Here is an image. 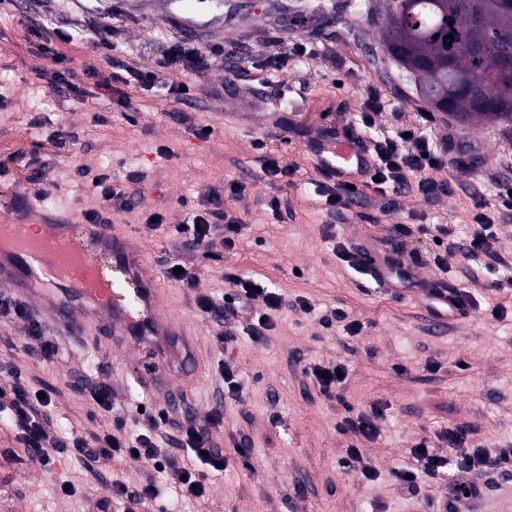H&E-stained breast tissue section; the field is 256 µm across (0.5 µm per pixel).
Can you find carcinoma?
Segmentation results:
<instances>
[{"instance_id":"carcinoma-1","label":"carcinoma","mask_w":512,"mask_h":512,"mask_svg":"<svg viewBox=\"0 0 512 512\" xmlns=\"http://www.w3.org/2000/svg\"><path fill=\"white\" fill-rule=\"evenodd\" d=\"M374 14L387 20L385 54L431 110L512 131V85L495 68L512 49V0H379Z\"/></svg>"}]
</instances>
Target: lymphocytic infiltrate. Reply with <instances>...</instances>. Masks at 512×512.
I'll return each mask as SVG.
<instances>
[{
	"label": "lymphocytic infiltrate",
	"mask_w": 512,
	"mask_h": 512,
	"mask_svg": "<svg viewBox=\"0 0 512 512\" xmlns=\"http://www.w3.org/2000/svg\"><path fill=\"white\" fill-rule=\"evenodd\" d=\"M61 36V31L56 29L38 34L42 55L55 64L51 71L53 83L68 88L74 97L83 102L104 95L113 96L116 104L125 112L132 109L129 88H152L154 84L165 81L172 72L203 73L213 60L224 56L223 46L202 47L172 37L163 41L154 69L144 71L129 65L122 79H98L87 87L82 85L74 70L57 69L59 57L54 41ZM387 106V101L381 96L367 95L355 122L341 130L360 140L372 158L373 166L362 185L354 188L333 182L319 183L318 196L326 212L333 214L350 209L368 190L383 196L392 190L407 189L415 191L428 202L450 191L449 182L437 177L438 172L448 167V141L435 134L437 120L434 114L420 115L416 123L402 124L381 133L375 129V118ZM341 131L331 126L322 128L316 138L310 139V148H317L319 141L336 137ZM490 184L494 202L489 206L475 205L466 245L454 241L451 229L444 224H419L412 230L401 224L397 227L398 232L404 234L411 230L416 235L440 240L443 250L434 254L433 262L441 269L447 266L446 254L456 250L469 261L477 262L490 257L495 239V217L512 215V184L495 176L491 177ZM215 217L218 216L212 211L194 214L190 223L176 225L175 231L196 250L209 252L218 247L234 248L243 238L248 228L247 222L242 217L227 213L221 216L224 225L219 228L214 223ZM224 280L230 288L224 297L199 292L196 298L199 312L222 324L223 329L218 339L228 342L234 338L230 322L238 316L240 300L261 298L266 311L250 324L249 329L255 339L264 338L266 332L274 328L270 314L281 309V294L233 273L226 274ZM0 315H9L26 322L27 336L23 344L26 353L37 355L47 362L58 354L57 340L47 336L41 324L33 319L26 300L15 295L0 294ZM55 393L53 386L26 380L17 374L13 375L9 384L0 387V415L6 416L16 431L17 442L45 471H52L59 458L68 454L95 462L119 461L132 455L153 471L171 475L175 491L181 499L199 503L208 499L207 472L216 471L218 466L227 462L215 442L223 425V408L213 409L202 420L185 415L178 425L179 451L174 454L162 446L163 430L169 421L168 412L161 409L152 414L141 405L135 408V416L140 420L136 434L122 436L104 431L85 438L75 437L68 441L59 439L53 429ZM384 411V405L375 403L369 411L345 416L340 423L341 429L356 439L355 445L346 450L343 467L365 481L377 479L379 471L370 459L364 457L357 443L379 437V422ZM474 434V428L465 423L437 432V441L454 449L455 455L451 458L435 453L428 439L415 442L409 450L415 462L414 467L393 469V480L414 496L419 493L424 478L433 479L451 473L460 477L461 482L457 484L456 490L465 496L469 494L470 488L463 484V477L475 475L490 482L499 477L511 476L512 447L507 445L495 450L485 448L475 444ZM105 490V496L96 503L98 512H107L115 499L125 500L126 512H142L149 501L161 495L159 486L150 480L133 489L124 481L116 479L106 485Z\"/></svg>",
	"instance_id": "f902f5d3"
}]
</instances>
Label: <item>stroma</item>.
Returning <instances> with one entry per match:
<instances>
[{"label":"stroma","instance_id":"1","mask_svg":"<svg viewBox=\"0 0 512 512\" xmlns=\"http://www.w3.org/2000/svg\"><path fill=\"white\" fill-rule=\"evenodd\" d=\"M377 0H60L54 14L29 9L27 0L0 11V222L10 213V198L21 191L35 200L37 211L82 215L97 207L99 192L91 184L103 173L113 187L131 196L134 208L118 221L130 229L165 272L174 262L202 269L198 288L163 284V300L175 318L197 334L203 372L193 382L182 407H169L164 394L142 387L136 371H150L149 352L115 350L101 356L84 336L62 331L48 318L43 329L56 336L59 356L45 362L13 346L25 326L0 318V355L28 380L53 384L54 418L60 439L105 430L129 434L123 409L143 404L149 411L169 408L171 420L184 413L205 418L224 408L218 444L228 458L223 473L209 475L207 501L175 502L163 494L145 512H412L414 504L389 476L410 465L412 444L453 424L476 430V443L496 448L512 443V290L497 288L512 276V218L500 221L497 254L481 264L460 253L447 257V270L434 266L431 240L393 232L396 224L420 218L452 225L457 242L468 236L467 212L473 199H491L488 172L512 180V135L497 125L461 126L443 115L450 141V166L443 177L454 186L424 202L416 192L390 193L388 211L363 202L327 215L305 181L319 174L303 133L323 125L347 126L361 110L364 96L376 91L391 102V114L378 124L414 123L425 105L413 81L382 56L378 29L367 15ZM75 34L93 26L118 30L116 49L103 58L83 41H57L73 68L94 66L111 73L112 61L142 69L156 65L160 43L168 37L223 44L230 58L202 75L173 72L167 83L135 90V107L123 117L111 99L82 103L57 92L47 73L49 62L32 35L35 23ZM300 45L302 54L287 71L277 70L279 47ZM194 88L188 100L176 99L171 84ZM291 121L301 135L285 134ZM51 130L63 131L62 145L46 143ZM275 155L299 167L296 186L268 177L263 155ZM244 186L240 196L224 197L223 207L245 219L250 229L232 250L210 255L185 246L175 225L191 212L212 209L211 191L225 183ZM279 214H272L271 199ZM163 215L159 229L147 231L150 214ZM375 251L405 249L414 254L427 277L472 292L478 305L437 332L421 295L388 294L336 256L338 246ZM237 273L278 289L284 302L274 312V328L265 340L238 336L217 347L220 330L196 307L198 291L220 296L225 273ZM315 310H294L298 298ZM362 322L360 335L325 326L334 309ZM94 371H87L88 360ZM234 364L244 386V400L226 399L214 370L218 360ZM344 363L350 371L342 399L324 394L304 373L315 364ZM436 372H428V365ZM93 373L110 381L117 408L101 415L77 389V376ZM385 405L381 435L364 442L365 454L381 472L365 482L342 467L354 443L339 423L346 410ZM247 440L251 456L242 463L234 447ZM18 444L10 428L0 425V485L15 499L0 512H82L85 498L103 492L106 480L130 487L151 475L140 461L124 459L88 466L85 458L66 456L46 473L37 463H14ZM65 477L83 487L82 495L60 493L55 479Z\"/></svg>","mask_w":512,"mask_h":512}]
</instances>
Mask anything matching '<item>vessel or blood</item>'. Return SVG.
Wrapping results in <instances>:
<instances>
[{"mask_svg": "<svg viewBox=\"0 0 512 512\" xmlns=\"http://www.w3.org/2000/svg\"><path fill=\"white\" fill-rule=\"evenodd\" d=\"M365 156L339 139L317 151L316 164L341 180L358 181ZM13 215L0 224V288L45 307L64 328L85 330L80 314L93 310L94 329L111 336L115 348L152 353L154 371L147 382L165 387L181 404L200 367L184 324L163 308L154 264L135 239L117 224H91L79 218L31 223L32 199L13 196Z\"/></svg>", "mask_w": 512, "mask_h": 512, "instance_id": "obj_1", "label": "vessel or blood"}]
</instances>
